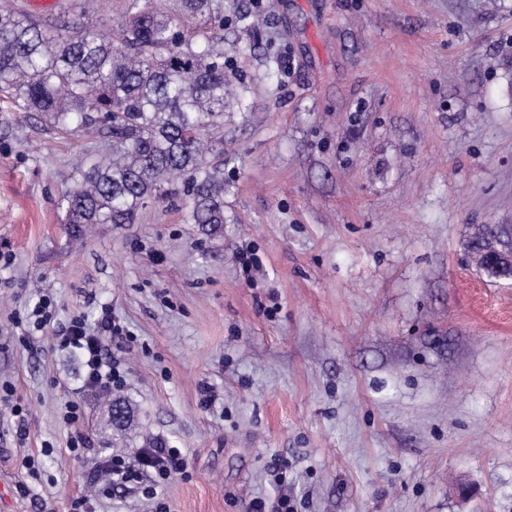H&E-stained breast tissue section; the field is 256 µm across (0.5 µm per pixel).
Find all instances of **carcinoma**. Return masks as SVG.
Listing matches in <instances>:
<instances>
[{"label":"carcinoma","mask_w":512,"mask_h":512,"mask_svg":"<svg viewBox=\"0 0 512 512\" xmlns=\"http://www.w3.org/2000/svg\"><path fill=\"white\" fill-rule=\"evenodd\" d=\"M96 0H75L72 22L37 21L0 0V95L18 112L97 139L72 166L60 200L67 224H132L182 181L186 220L224 228L226 63L224 0H173L151 10L126 0L117 26ZM200 19L199 38L179 25ZM112 428L128 432L134 414L110 400Z\"/></svg>","instance_id":"cac0c4a2"}]
</instances>
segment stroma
<instances>
[{
  "mask_svg": "<svg viewBox=\"0 0 512 512\" xmlns=\"http://www.w3.org/2000/svg\"><path fill=\"white\" fill-rule=\"evenodd\" d=\"M224 16L223 232L178 198L69 227L58 202L88 141L0 102V512H153L89 480L147 436L186 456L167 512L280 494L294 512H512V284L467 249L478 226L512 233V0H224ZM43 299L50 325L18 321ZM106 307L133 336L105 347L126 441L56 345ZM81 417L82 409L78 402L68 401L65 403L62 418L65 424L73 428L71 431L69 450L75 456H83L88 450L85 436L74 426L80 421Z\"/></svg>",
  "mask_w": 512,
  "mask_h": 512,
  "instance_id": "obj_1",
  "label": "stroma"
}]
</instances>
